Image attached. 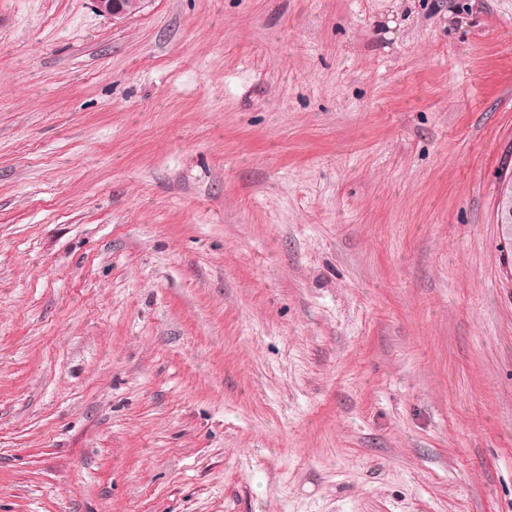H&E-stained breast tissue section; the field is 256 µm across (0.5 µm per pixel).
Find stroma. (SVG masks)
<instances>
[{
    "mask_svg": "<svg viewBox=\"0 0 512 512\" xmlns=\"http://www.w3.org/2000/svg\"><path fill=\"white\" fill-rule=\"evenodd\" d=\"M512 0H0V512H512Z\"/></svg>",
    "mask_w": 512,
    "mask_h": 512,
    "instance_id": "35a3bbf8",
    "label": "stroma"
}]
</instances>
